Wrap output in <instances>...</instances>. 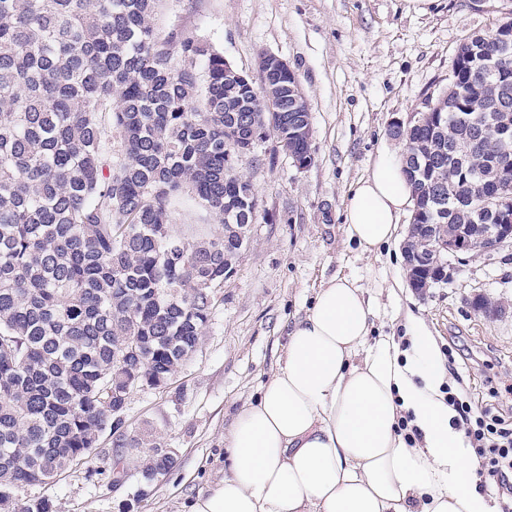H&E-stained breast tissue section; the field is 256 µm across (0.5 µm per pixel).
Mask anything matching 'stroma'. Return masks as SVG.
<instances>
[{
	"instance_id": "stroma-1",
	"label": "stroma",
	"mask_w": 512,
	"mask_h": 512,
	"mask_svg": "<svg viewBox=\"0 0 512 512\" xmlns=\"http://www.w3.org/2000/svg\"><path fill=\"white\" fill-rule=\"evenodd\" d=\"M511 12L512 0H160V37L204 39L250 74L262 52L288 62L310 108L314 161L302 170L273 139L256 144L258 165L240 167L259 200L250 243L217 293L196 352L167 386L129 395L127 431L152 428L175 466L150 482L136 473L115 481L107 439L91 460L98 475L72 467L19 489L17 499L47 497L57 512H189L224 477V435L237 411L257 398L293 323L335 276L380 293L374 336L408 351L410 319L424 321L440 352L452 353L450 384L473 413L512 422V403L492 395L512 385V247L459 255L448 283L389 296L386 288L406 277L401 243L364 255L343 222L351 187L378 154L403 151L393 121L446 89L459 44ZM478 296L500 313L476 311Z\"/></svg>"
}]
</instances>
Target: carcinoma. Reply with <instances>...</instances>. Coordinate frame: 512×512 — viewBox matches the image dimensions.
<instances>
[{"instance_id": "obj_1", "label": "carcinoma", "mask_w": 512, "mask_h": 512, "mask_svg": "<svg viewBox=\"0 0 512 512\" xmlns=\"http://www.w3.org/2000/svg\"><path fill=\"white\" fill-rule=\"evenodd\" d=\"M159 0H0V502L53 479L112 437L146 480L172 451L129 434L132 391L169 381L196 351L258 210L238 171L269 129L263 86L224 76V56L194 37L156 32ZM512 17L474 34L448 88L427 101L438 122L407 137L412 223L500 224L512 214ZM284 134L309 117L283 99ZM121 153L113 155L112 142ZM285 147L314 159L312 143ZM191 190L216 235L173 222ZM136 353L118 363L122 348ZM18 512H56L27 501Z\"/></svg>"}]
</instances>
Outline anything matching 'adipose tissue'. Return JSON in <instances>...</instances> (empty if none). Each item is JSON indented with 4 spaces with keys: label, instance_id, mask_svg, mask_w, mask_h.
Segmentation results:
<instances>
[{
    "label": "adipose tissue",
    "instance_id": "ef3b65f1",
    "mask_svg": "<svg viewBox=\"0 0 512 512\" xmlns=\"http://www.w3.org/2000/svg\"><path fill=\"white\" fill-rule=\"evenodd\" d=\"M412 188L400 157L381 153L352 190L347 237L370 255L399 236ZM364 288L334 277L291 327L284 360L224 436L230 466L191 512H494L479 462L453 426L447 371L424 326L414 358L369 341ZM422 435L408 444L401 417Z\"/></svg>",
    "mask_w": 512,
    "mask_h": 512
}]
</instances>
